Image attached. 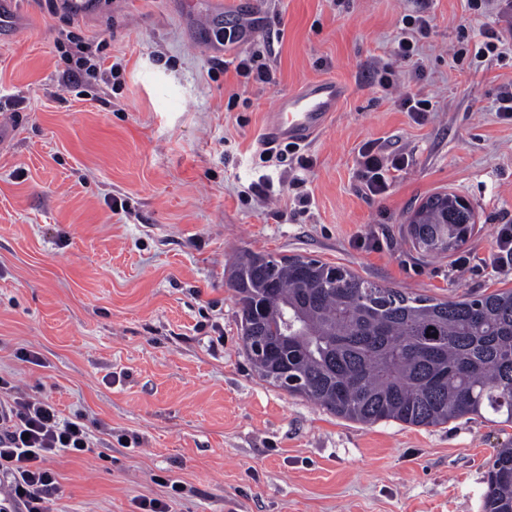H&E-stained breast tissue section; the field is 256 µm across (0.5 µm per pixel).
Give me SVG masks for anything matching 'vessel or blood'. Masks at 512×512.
Masks as SVG:
<instances>
[{
    "mask_svg": "<svg viewBox=\"0 0 512 512\" xmlns=\"http://www.w3.org/2000/svg\"><path fill=\"white\" fill-rule=\"evenodd\" d=\"M348 88L327 78L312 81L282 95L266 118L263 143L303 144L323 134L331 125Z\"/></svg>",
    "mask_w": 512,
    "mask_h": 512,
    "instance_id": "b4317fda",
    "label": "vessel or blood"
}]
</instances>
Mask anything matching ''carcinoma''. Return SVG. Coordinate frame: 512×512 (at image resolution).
Segmentation results:
<instances>
[{
    "label": "carcinoma",
    "instance_id": "cac0c4a2",
    "mask_svg": "<svg viewBox=\"0 0 512 512\" xmlns=\"http://www.w3.org/2000/svg\"><path fill=\"white\" fill-rule=\"evenodd\" d=\"M470 210L449 193L410 219L414 247L445 254ZM243 348L258 375L362 424L439 426L465 416L512 423V288L411 297L345 266L248 252L231 274ZM437 337H432V334ZM278 350L274 370L267 347ZM484 512H512V446L486 472Z\"/></svg>",
    "mask_w": 512,
    "mask_h": 512
}]
</instances>
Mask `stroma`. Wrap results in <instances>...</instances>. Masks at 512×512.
I'll list each match as a JSON object with an SVG mask.
<instances>
[{
  "instance_id": "35a3bbf8",
  "label": "stroma",
  "mask_w": 512,
  "mask_h": 512,
  "mask_svg": "<svg viewBox=\"0 0 512 512\" xmlns=\"http://www.w3.org/2000/svg\"><path fill=\"white\" fill-rule=\"evenodd\" d=\"M238 2L225 22L261 23L221 52L196 43L211 0H97L84 18L25 0L0 41V113L13 124L0 147V375L100 423L92 452L49 457L51 510L139 512L166 498L171 512H483L487 463L512 445V423L361 424L273 386L243 349L229 273L249 250L348 266L412 296L512 288V266L491 264L512 223V122L494 107L512 53L478 69L448 62L479 29L512 39V0L481 15L466 0ZM408 15L430 20L409 83L433 104L420 123L363 78L375 63L407 71L391 51ZM71 36L99 44L112 76L68 90ZM241 54L259 55L270 82L237 75ZM321 78L349 94L303 147L312 167L261 162L279 96ZM369 141L409 159L384 195L357 177ZM443 192L474 223L428 257L408 222ZM22 347L37 363L17 358Z\"/></svg>"
}]
</instances>
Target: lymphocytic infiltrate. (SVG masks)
<instances>
[{
    "label": "lymphocytic infiltrate",
    "mask_w": 512,
    "mask_h": 512,
    "mask_svg": "<svg viewBox=\"0 0 512 512\" xmlns=\"http://www.w3.org/2000/svg\"><path fill=\"white\" fill-rule=\"evenodd\" d=\"M401 75L391 64L374 65L369 81L396 95L398 106L425 120L431 101L410 92H398ZM404 154H383L368 142L358 150L357 176L374 196L388 191L395 172L407 166ZM93 448L88 418L79 414L60 417L46 399L16 396L0 400V512H50L58 492L54 472L45 461L50 454L66 451L82 455Z\"/></svg>",
    "instance_id": "lymphocytic-infiltrate-1"
}]
</instances>
